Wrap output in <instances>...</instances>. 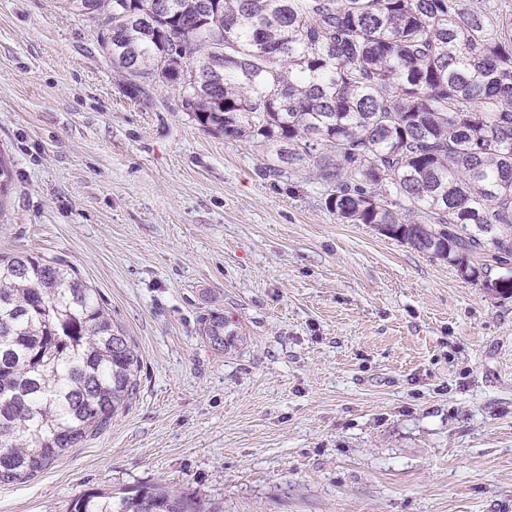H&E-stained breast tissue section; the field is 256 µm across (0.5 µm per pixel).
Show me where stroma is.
I'll list each match as a JSON object with an SVG mask.
<instances>
[{
	"label": "stroma",
	"mask_w": 512,
	"mask_h": 512,
	"mask_svg": "<svg viewBox=\"0 0 512 512\" xmlns=\"http://www.w3.org/2000/svg\"><path fill=\"white\" fill-rule=\"evenodd\" d=\"M148 91L61 0H0V254L70 262L141 362L127 406L0 484V512L153 487L205 512H512V294L341 223L308 162L265 176L266 149ZM215 328H217L218 331H216ZM203 333L214 346H218L221 349L231 348L235 346L238 341L237 331L231 328L230 322L224 319V316L219 314L211 315L210 318L206 320ZM217 334L221 336H216Z\"/></svg>",
	"instance_id": "stroma-1"
}]
</instances>
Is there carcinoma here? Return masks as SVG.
Here are the masks:
<instances>
[{"label":"carcinoma","instance_id":"obj_1","mask_svg":"<svg viewBox=\"0 0 512 512\" xmlns=\"http://www.w3.org/2000/svg\"><path fill=\"white\" fill-rule=\"evenodd\" d=\"M98 29L131 94L175 83L182 110L313 161L337 220L490 278L512 256V7L498 0H64ZM11 160L0 152V212ZM203 333H238L216 314ZM138 356L62 259L0 255V483L107 426ZM70 512H205L169 490L83 495Z\"/></svg>","mask_w":512,"mask_h":512}]
</instances>
